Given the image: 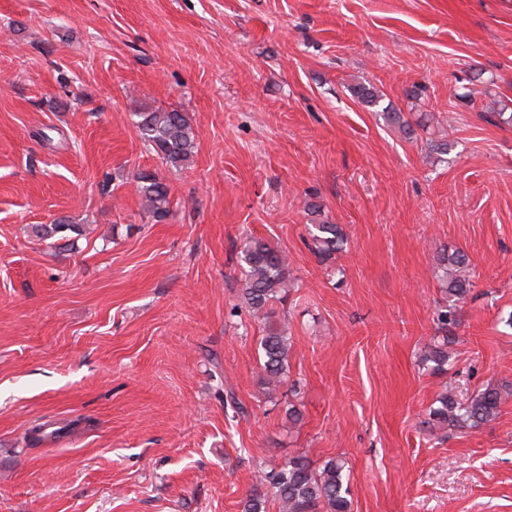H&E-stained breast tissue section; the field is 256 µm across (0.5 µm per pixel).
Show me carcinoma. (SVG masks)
<instances>
[{
    "instance_id": "carcinoma-1",
    "label": "carcinoma",
    "mask_w": 512,
    "mask_h": 512,
    "mask_svg": "<svg viewBox=\"0 0 512 512\" xmlns=\"http://www.w3.org/2000/svg\"><path fill=\"white\" fill-rule=\"evenodd\" d=\"M351 93L367 106H377L382 100L371 85L360 84ZM385 118L414 135L403 113L386 106ZM137 128L141 138L163 163L180 168L194 153L197 133L184 112L151 111L138 113ZM136 190L144 208L154 221H164L169 213L170 188L164 179L150 170L135 177ZM304 210L312 217L306 225L313 252L320 262H326L346 249L348 243L341 227L322 218L321 205L307 202ZM79 224L63 220L45 225L41 235L61 240L73 233L83 234ZM243 262L242 298L249 312L266 322V334L261 338L262 362L259 377L267 386H280L288 377V358L292 347L283 325L274 320L270 303L283 301L291 287L288 254L271 242L256 237L246 239L240 251ZM470 266L469 255L460 250L444 253L437 258L432 274L442 282L443 306L437 310V325L448 330L454 323L457 309L465 303L470 281L465 271ZM452 359L448 336L432 337L422 358L423 368L433 374L448 370ZM512 398V385L490 383L465 400L458 399L451 388L440 392L429 409L433 425L440 429H480L496 419L503 406ZM277 501L279 512H350L349 475L344 463L336 458L326 460L314 469L303 456L285 461L272 475L255 478L252 488L242 501V512H267L268 499Z\"/></svg>"
}]
</instances>
